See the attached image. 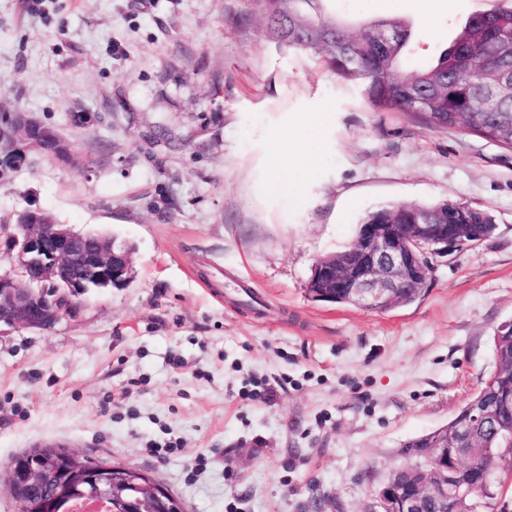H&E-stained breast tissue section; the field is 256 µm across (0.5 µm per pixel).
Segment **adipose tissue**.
Instances as JSON below:
<instances>
[{"label":"adipose tissue","instance_id":"1","mask_svg":"<svg viewBox=\"0 0 512 512\" xmlns=\"http://www.w3.org/2000/svg\"><path fill=\"white\" fill-rule=\"evenodd\" d=\"M328 120L323 112H304L299 116L298 125L307 130L308 137L303 145L273 148L267 185L270 191L292 200H300L305 192V183L310 177L316 161V139L312 132Z\"/></svg>","mask_w":512,"mask_h":512}]
</instances>
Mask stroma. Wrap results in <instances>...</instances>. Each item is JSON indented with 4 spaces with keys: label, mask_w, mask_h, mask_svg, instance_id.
<instances>
[{
    "label": "stroma",
    "mask_w": 512,
    "mask_h": 512,
    "mask_svg": "<svg viewBox=\"0 0 512 512\" xmlns=\"http://www.w3.org/2000/svg\"><path fill=\"white\" fill-rule=\"evenodd\" d=\"M494 5L336 3L360 25L409 23L416 65ZM18 109L81 164L0 171V273L31 207L128 246L133 278L52 329L0 324V465L59 445L146 471L184 512H374L394 471L425 467L413 442L492 373L512 321V149L376 110L272 38L262 0H0V114ZM299 112L328 115L300 206L266 186ZM448 199L496 230L434 259L416 302L309 297L367 211Z\"/></svg>",
    "instance_id": "obj_1"
}]
</instances>
